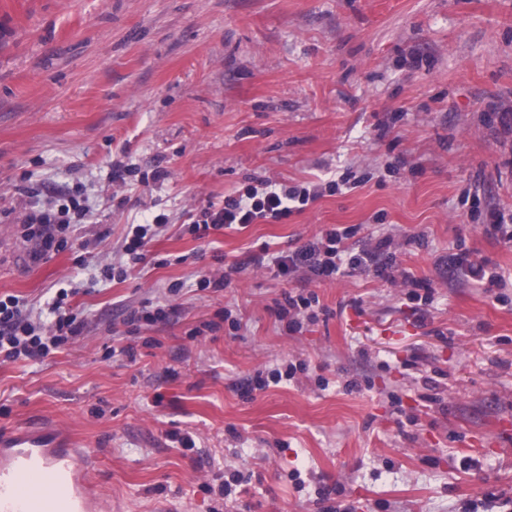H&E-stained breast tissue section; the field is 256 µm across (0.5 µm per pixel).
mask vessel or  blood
Here are the masks:
<instances>
[{
    "label": "vessel or blood",
    "instance_id": "b4317fda",
    "mask_svg": "<svg viewBox=\"0 0 512 512\" xmlns=\"http://www.w3.org/2000/svg\"><path fill=\"white\" fill-rule=\"evenodd\" d=\"M85 449L66 433L28 425L0 436V512H106Z\"/></svg>",
    "mask_w": 512,
    "mask_h": 512
}]
</instances>
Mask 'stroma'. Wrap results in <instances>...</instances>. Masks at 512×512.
I'll list each match as a JSON object with an SVG mask.
<instances>
[{
  "label": "stroma",
  "instance_id": "1",
  "mask_svg": "<svg viewBox=\"0 0 512 512\" xmlns=\"http://www.w3.org/2000/svg\"><path fill=\"white\" fill-rule=\"evenodd\" d=\"M115 160L135 172L120 203ZM347 172L357 188L282 222L203 239L185 228L256 181ZM27 184L81 193L98 221L36 262L19 225L0 222V296L45 318L65 288L83 320L64 349L0 364V431L67 432L108 506L465 512L489 493L512 500V242L460 203L475 187L483 205L512 209V0H0V210ZM161 213L146 263L107 277L128 225ZM335 225L357 227L353 254L392 235L398 271L431 302L362 269L293 283L249 269L230 288L198 286ZM460 243L506 286L449 269ZM290 289L319 298L292 335L270 309ZM147 301L166 319L131 330ZM128 345L136 362L107 357ZM288 361L306 368L247 391ZM184 431L194 448L173 440ZM234 477L235 495L213 494Z\"/></svg>",
  "mask_w": 512,
  "mask_h": 512
}]
</instances>
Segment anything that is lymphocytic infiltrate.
I'll list each match as a JSON object with an SVG mask.
<instances>
[{
  "label": "lymphocytic infiltrate",
  "instance_id": "f902f5d3",
  "mask_svg": "<svg viewBox=\"0 0 512 512\" xmlns=\"http://www.w3.org/2000/svg\"><path fill=\"white\" fill-rule=\"evenodd\" d=\"M350 176L328 181L327 185L283 186L269 180L258 181L226 197L222 204H209L201 211L199 220L188 227L189 233L201 238L209 230L235 225L253 224L256 221H282L292 213L302 211L309 202L319 198L323 191H336L339 186H351ZM15 192L19 208L24 211L22 236L32 246L33 259L40 260L64 250L68 236L92 223L90 208L80 203L76 195L60 201L46 200L41 186H19ZM353 228H332L322 232L300 250L280 254L274 258L252 255L236 264V271L247 268H270L285 279L305 271L307 276L326 279L339 273L341 267L363 268L375 277L398 283L399 287H413L409 275L395 277V257L391 253V237L379 238L375 245L360 253L348 254L344 240L353 235ZM67 291H60L52 304L54 316L42 321L32 319L25 305L16 296L0 299V357L7 361L20 359L40 360L51 351L75 340L81 332L76 315L66 309Z\"/></svg>",
  "mask_w": 512,
  "mask_h": 512
}]
</instances>
